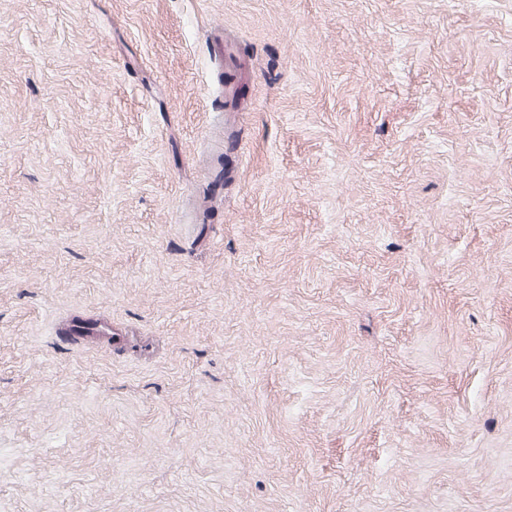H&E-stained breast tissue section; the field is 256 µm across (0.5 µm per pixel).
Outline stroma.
<instances>
[{
	"instance_id": "35a3bbf8",
	"label": "stroma",
	"mask_w": 512,
	"mask_h": 512,
	"mask_svg": "<svg viewBox=\"0 0 512 512\" xmlns=\"http://www.w3.org/2000/svg\"><path fill=\"white\" fill-rule=\"evenodd\" d=\"M0 512H512V0H0Z\"/></svg>"
}]
</instances>
